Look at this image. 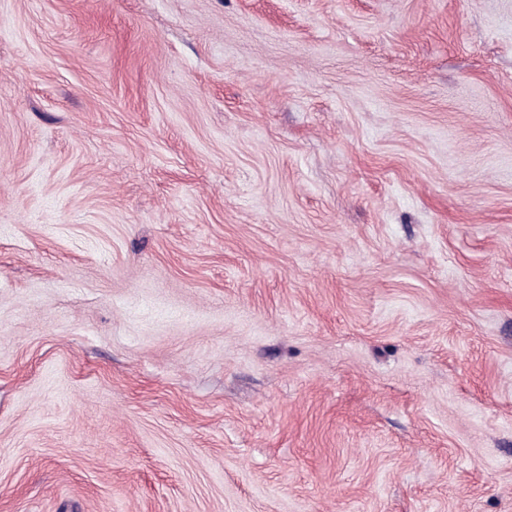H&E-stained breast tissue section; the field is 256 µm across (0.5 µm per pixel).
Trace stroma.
I'll list each match as a JSON object with an SVG mask.
<instances>
[{"instance_id":"obj_1","label":"stroma","mask_w":512,"mask_h":512,"mask_svg":"<svg viewBox=\"0 0 512 512\" xmlns=\"http://www.w3.org/2000/svg\"><path fill=\"white\" fill-rule=\"evenodd\" d=\"M0 512H512V0H0Z\"/></svg>"}]
</instances>
